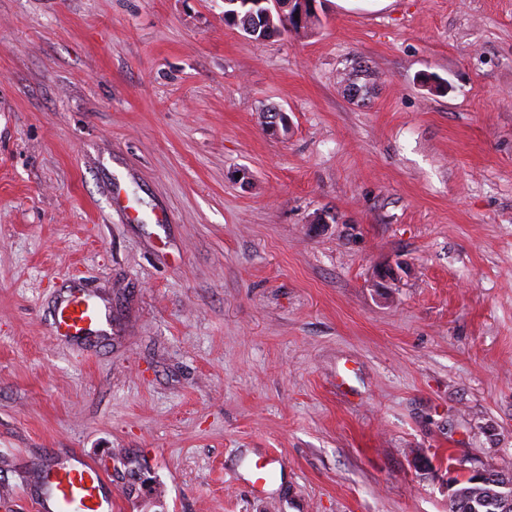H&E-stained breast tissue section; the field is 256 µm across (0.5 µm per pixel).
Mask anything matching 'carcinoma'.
<instances>
[{
  "label": "carcinoma",
  "instance_id": "obj_1",
  "mask_svg": "<svg viewBox=\"0 0 512 512\" xmlns=\"http://www.w3.org/2000/svg\"><path fill=\"white\" fill-rule=\"evenodd\" d=\"M261 7L247 6L243 0L233 3L224 0V22L241 29L250 39L262 42L285 31L300 32L316 19L313 13H307L301 25H288V12L271 11L267 17L260 15ZM364 81L357 83L349 77L342 78L347 90L356 92V98L367 99L374 85L371 74L363 75ZM506 496L512 497V474L492 471L488 477L470 476L456 484L448 495V512H502L501 503Z\"/></svg>",
  "mask_w": 512,
  "mask_h": 512
}]
</instances>
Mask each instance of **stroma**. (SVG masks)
I'll use <instances>...</instances> for the list:
<instances>
[{"instance_id": "stroma-1", "label": "stroma", "mask_w": 512, "mask_h": 512, "mask_svg": "<svg viewBox=\"0 0 512 512\" xmlns=\"http://www.w3.org/2000/svg\"><path fill=\"white\" fill-rule=\"evenodd\" d=\"M318 17L258 43L224 0H0V512L60 448L116 512H448L512 474V0ZM75 282L92 355L49 332ZM486 471L489 477L470 476L486 475L478 469L467 479L457 480L455 489L448 495V512H503L504 497H512V474Z\"/></svg>"}]
</instances>
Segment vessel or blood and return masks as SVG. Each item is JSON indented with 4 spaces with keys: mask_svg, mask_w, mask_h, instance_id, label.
I'll return each instance as SVG.
<instances>
[{
    "mask_svg": "<svg viewBox=\"0 0 512 512\" xmlns=\"http://www.w3.org/2000/svg\"><path fill=\"white\" fill-rule=\"evenodd\" d=\"M102 324V312L90 293L74 287L53 309L50 333L84 342L95 338ZM44 470L52 474L53 487L50 495L33 499L34 512H114L106 473L94 462L71 454L61 463L47 460Z\"/></svg>",
    "mask_w": 512,
    "mask_h": 512,
    "instance_id": "b4317fda",
    "label": "vessel or blood"
}]
</instances>
